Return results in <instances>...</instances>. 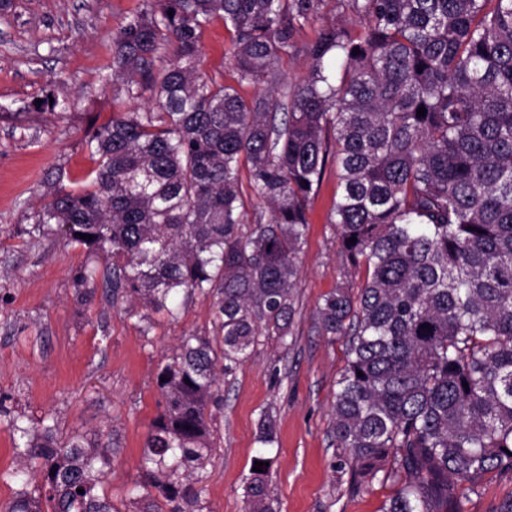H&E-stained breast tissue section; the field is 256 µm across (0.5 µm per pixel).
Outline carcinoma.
I'll return each instance as SVG.
<instances>
[{
  "label": "carcinoma",
  "instance_id": "cac0c4a2",
  "mask_svg": "<svg viewBox=\"0 0 512 512\" xmlns=\"http://www.w3.org/2000/svg\"><path fill=\"white\" fill-rule=\"evenodd\" d=\"M318 3L141 0L112 36L115 112L86 142L92 166L76 192L57 177L35 213V232L111 259L114 297L172 317L180 300L212 299L217 335L182 337L158 374L136 512H205L193 474L211 452L218 374L260 336L288 347L329 160L343 277L366 272L315 314L323 335L348 337L336 447L365 482L397 485L379 512H465L458 484L512 472V0H346L363 31L322 29L284 102L248 103L199 69L201 31L219 17L239 80L275 75ZM243 161L270 211L246 231ZM97 273L80 270L81 294ZM6 430L21 472L42 477L6 512H119L104 487L114 449L62 442L50 424ZM275 435L266 411L259 442ZM245 497L248 512H275L269 467L250 471Z\"/></svg>",
  "mask_w": 512,
  "mask_h": 512
}]
</instances>
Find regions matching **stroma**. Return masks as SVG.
Returning <instances> with one entry per match:
<instances>
[{
    "label": "stroma",
    "mask_w": 512,
    "mask_h": 512,
    "mask_svg": "<svg viewBox=\"0 0 512 512\" xmlns=\"http://www.w3.org/2000/svg\"><path fill=\"white\" fill-rule=\"evenodd\" d=\"M139 0H10L0 12V406L25 423L50 419L62 439L110 445L106 490L119 512H133L128 490L141 480L140 456L164 401L157 384L182 336L216 333L212 300L195 295L176 319H143L130 301L111 305L102 282L88 301L75 277L103 256L32 236V215L57 171L90 167L86 141L112 116L105 65L112 35ZM357 34L360 24L339 0H323L298 30L296 49L267 83L240 81L232 28L216 18L201 33L200 68L236 87L245 100L293 86L309 73L307 48L325 25ZM65 109L51 108V99ZM339 192L327 164L308 207L299 255L297 314L288 349L261 339L249 358L221 378L223 406L212 424L215 456L202 471L210 512H246L243 487L255 457L272 460L270 490L278 512H378L394 486L356 485L357 464L339 448L331 409L346 364V341L324 336L313 313L341 282L336 229L329 218ZM276 420V441H258L264 410ZM512 494V472L490 474L468 493L466 512H495Z\"/></svg>",
    "instance_id": "obj_1"
}]
</instances>
